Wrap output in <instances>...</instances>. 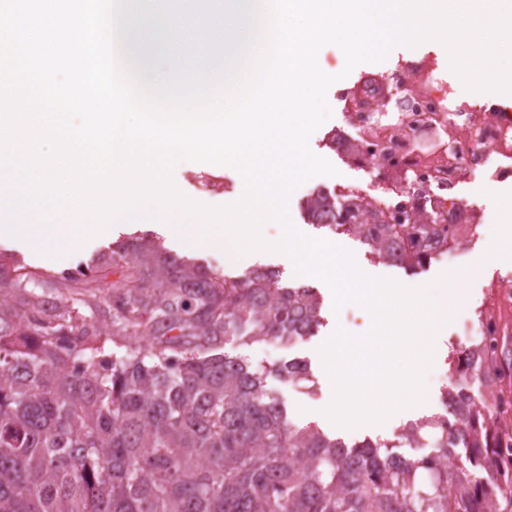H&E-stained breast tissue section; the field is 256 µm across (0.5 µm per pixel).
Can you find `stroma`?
Listing matches in <instances>:
<instances>
[{
	"label": "stroma",
	"mask_w": 512,
	"mask_h": 512,
	"mask_svg": "<svg viewBox=\"0 0 512 512\" xmlns=\"http://www.w3.org/2000/svg\"><path fill=\"white\" fill-rule=\"evenodd\" d=\"M436 59L438 68L435 72L437 80L452 84L461 96H468L461 78L451 69L448 52L440 48L437 41L426 40L417 45L399 44L394 46L386 59L379 63H363L356 66L351 73H344L345 56L340 48L334 45L324 46L318 58L320 68L334 75L336 81L327 91V100L332 109L331 117L323 123L310 137L309 147L315 154L329 160L337 170L334 176H318L296 188L288 198V213L291 221L300 230L312 237L336 240L337 244L350 251L354 261L361 269L375 278H387L398 282L407 288L428 286L442 288L445 286H461V293L448 301V330L444 336V351L442 356L432 361L424 373L426 402L419 411V418H427L441 410L442 394L452 380V365L460 350L471 345L472 340L464 331L465 321H477L478 314L483 309L491 294V285L500 280L512 281V254L495 256L493 247L500 234V227L512 224V209L508 201L512 200V181L502 186H488L478 177L468 179L460 185L457 196L461 206L481 211L487 222L480 228V236L470 245L474 257L480 258L481 265L476 274L466 283H456L455 277L461 273L460 263L441 257L432 261L430 266L418 274L410 275L404 270L379 263L372 259L367 248L359 242L346 237L333 236L325 229H316L308 224L301 208V202L307 191L315 187L338 189L341 187L354 188L367 182H374L378 190H385L395 183V174L387 171H375L364 163L358 154L347 151L346 148L331 149L327 147L329 133L336 130L349 129V118L346 113L344 95L349 88L356 84L374 79H387L396 70L400 61L418 59L423 56ZM220 177L228 184L229 189L222 194H211L203 189L207 180ZM173 182L176 188L189 199L212 207L232 204L241 190L239 173L229 167L208 163L184 162L173 171ZM109 244L108 238H88L80 250L67 252L56 262H48L30 243L0 235V252L13 254L25 263L40 267L52 268L56 272L69 271L78 264L88 263L92 256ZM323 315L325 324L317 336L297 345L285 348L279 345L254 344L242 347L241 353L254 364L270 365L284 357H301L308 362H315L318 350L331 331L343 328L354 336L366 334L370 325L365 312L356 306H345L334 309L332 299H325ZM314 387L310 390L289 384L282 379L268 378L269 388L284 397L288 402V413L294 422L318 426L326 433L354 443L370 438L373 440H397L405 425L403 418L397 417L385 424L381 429L368 431L365 429L343 430L324 420L323 411L333 399L332 387L324 381L321 374H314Z\"/></svg>",
	"instance_id": "stroma-1"
}]
</instances>
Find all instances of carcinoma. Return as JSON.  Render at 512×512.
I'll return each mask as SVG.
<instances>
[{
  "label": "carcinoma",
  "instance_id": "obj_1",
  "mask_svg": "<svg viewBox=\"0 0 512 512\" xmlns=\"http://www.w3.org/2000/svg\"><path fill=\"white\" fill-rule=\"evenodd\" d=\"M303 209L384 263L411 274L427 263L396 254L402 225L364 222L352 192L316 189ZM411 233L440 236L428 215ZM59 289L65 300H50ZM322 325L314 288L269 266L223 275L147 234L76 274L0 254V512H512V447L487 461L492 427L471 386L512 375L511 350L493 344L485 372L471 345L443 412L404 427L400 438L433 458L465 451L467 464L434 471L391 441L348 445L293 423L266 379L309 382L306 360L268 368L227 352L290 347ZM109 343L124 353H106Z\"/></svg>",
  "mask_w": 512,
  "mask_h": 512
}]
</instances>
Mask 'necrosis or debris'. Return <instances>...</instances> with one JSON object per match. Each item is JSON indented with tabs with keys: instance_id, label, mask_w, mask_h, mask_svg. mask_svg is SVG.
I'll return each instance as SVG.
<instances>
[{
	"instance_id": "1",
	"label": "necrosis or debris",
	"mask_w": 512,
	"mask_h": 512,
	"mask_svg": "<svg viewBox=\"0 0 512 512\" xmlns=\"http://www.w3.org/2000/svg\"><path fill=\"white\" fill-rule=\"evenodd\" d=\"M434 71L427 58L401 66L399 76L411 84L397 116L388 120L381 112L386 83L353 87L346 100L362 160L407 176L385 199H378L370 185L359 188V195L387 224L406 213L438 216L456 238L447 249L453 257L459 241L470 238L484 221L483 213L460 207L453 188L467 176H481L493 186L512 179V107L461 97L440 84Z\"/></svg>"
}]
</instances>
